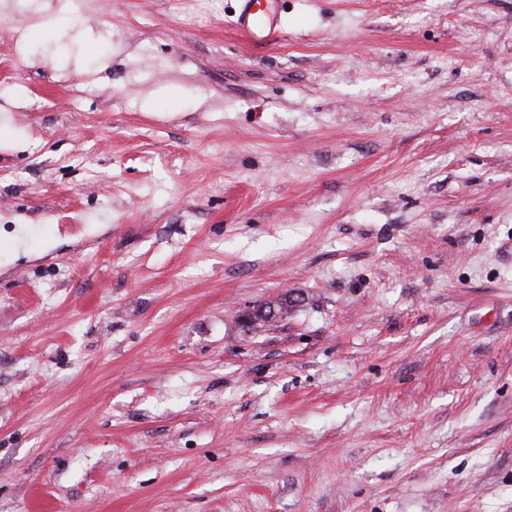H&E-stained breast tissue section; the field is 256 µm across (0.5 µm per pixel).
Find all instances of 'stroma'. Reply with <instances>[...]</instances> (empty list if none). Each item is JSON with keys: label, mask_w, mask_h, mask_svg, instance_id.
I'll return each instance as SVG.
<instances>
[{"label": "stroma", "mask_w": 512, "mask_h": 512, "mask_svg": "<svg viewBox=\"0 0 512 512\" xmlns=\"http://www.w3.org/2000/svg\"><path fill=\"white\" fill-rule=\"evenodd\" d=\"M237 8L0 0V512H512V0ZM273 1L238 0L240 7L233 25L254 46L267 45L280 31Z\"/></svg>", "instance_id": "obj_1"}]
</instances>
